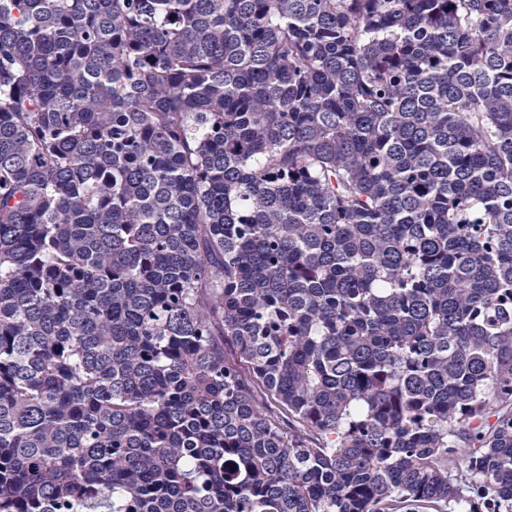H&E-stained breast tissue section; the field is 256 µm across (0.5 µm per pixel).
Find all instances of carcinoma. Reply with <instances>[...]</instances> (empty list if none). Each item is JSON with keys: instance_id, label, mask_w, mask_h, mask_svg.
<instances>
[{"instance_id": "obj_1", "label": "carcinoma", "mask_w": 512, "mask_h": 512, "mask_svg": "<svg viewBox=\"0 0 512 512\" xmlns=\"http://www.w3.org/2000/svg\"><path fill=\"white\" fill-rule=\"evenodd\" d=\"M484 490L512 0H0V512Z\"/></svg>"}]
</instances>
